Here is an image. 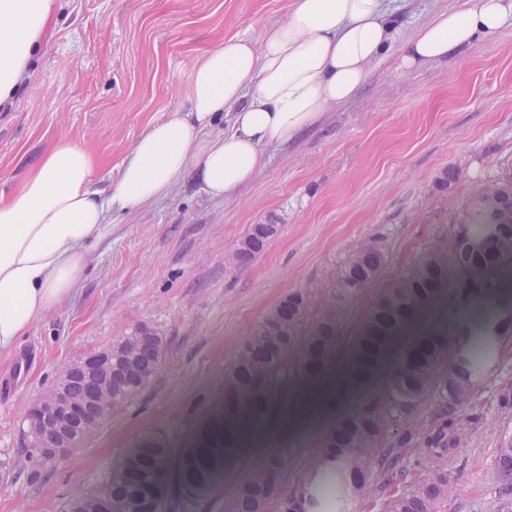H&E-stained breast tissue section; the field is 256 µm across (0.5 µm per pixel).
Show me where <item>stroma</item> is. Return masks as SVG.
I'll return each instance as SVG.
<instances>
[{"label": "stroma", "mask_w": 512, "mask_h": 512, "mask_svg": "<svg viewBox=\"0 0 512 512\" xmlns=\"http://www.w3.org/2000/svg\"><path fill=\"white\" fill-rule=\"evenodd\" d=\"M466 0H391L402 41L436 13ZM292 0H57L51 34L14 105L0 112V193L10 192L57 139H73L105 161L104 181L150 121L187 103L200 55L224 39L261 43L286 20ZM402 41L374 64L356 97L325 112L297 141L268 148L269 162L232 200L185 179L169 197L112 219L94 246L84 278L11 353L0 355V512H65L85 489L109 483L112 467L152 435L168 453L158 471L163 512H225L236 483L259 463L228 444L226 421L243 404L259 408L275 393L299 396L326 367L364 368L362 343L377 288L406 276L416 259L449 241L459 211L478 187L512 167V28L421 69L400 65ZM449 169L459 177L438 185ZM281 230L244 268L225 255L250 225ZM365 242L384 262L374 286L342 301L336 340L316 362L301 352L245 390L226 386L243 343L281 300L304 293L311 316L333 299L340 268ZM512 266L450 274L419 307H438L404 348L424 343L450 352L459 324L493 303H512ZM138 325L163 340L152 381L83 447L46 462L30 446L28 407L85 353ZM403 355L365 387L346 386L334 411L305 429L275 435L292 467L266 512H285L323 441L351 415L383 404ZM428 396L411 412L407 439H392V471L374 470L346 512H380L396 482L447 472L445 512H497L503 496L496 450L512 436V340L448 432L450 452L432 457L441 420ZM213 429L218 450L196 458L199 435Z\"/></svg>", "instance_id": "stroma-1"}]
</instances>
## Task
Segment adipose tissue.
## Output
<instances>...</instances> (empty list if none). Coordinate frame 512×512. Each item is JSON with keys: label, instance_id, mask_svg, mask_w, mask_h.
Returning a JSON list of instances; mask_svg holds the SVG:
<instances>
[{"label": "adipose tissue", "instance_id": "adipose-tissue-1", "mask_svg": "<svg viewBox=\"0 0 512 512\" xmlns=\"http://www.w3.org/2000/svg\"><path fill=\"white\" fill-rule=\"evenodd\" d=\"M54 0H0V110L12 106L50 26ZM512 28V0H467L437 14L407 41L401 64L422 68ZM402 28L385 0H293L288 20L261 42L233 37L192 72L184 111L148 123L102 184L101 158L63 137L0 195V352L14 349L82 279L110 216L168 196L186 176L214 197L236 198L265 167L268 147L297 139L351 100ZM227 128L211 137L217 120ZM345 376L327 367L299 398L271 400L260 420L233 414V445L263 451L274 432L300 429L334 410Z\"/></svg>", "mask_w": 512, "mask_h": 512}]
</instances>
